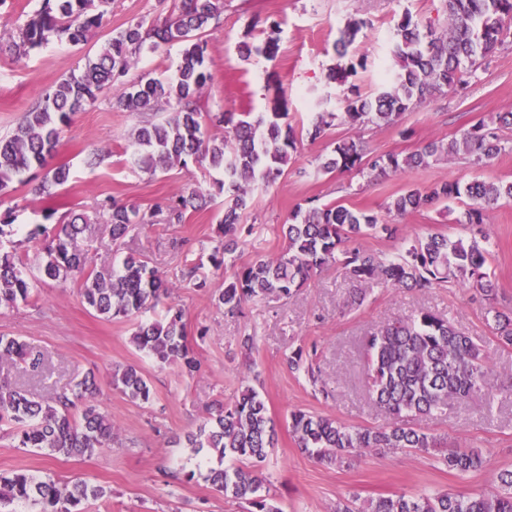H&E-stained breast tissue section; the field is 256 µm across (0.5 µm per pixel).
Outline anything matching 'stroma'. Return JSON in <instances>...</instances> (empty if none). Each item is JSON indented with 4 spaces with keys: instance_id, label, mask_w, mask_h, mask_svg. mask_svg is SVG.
<instances>
[{
    "instance_id": "1",
    "label": "stroma",
    "mask_w": 512,
    "mask_h": 512,
    "mask_svg": "<svg viewBox=\"0 0 512 512\" xmlns=\"http://www.w3.org/2000/svg\"><path fill=\"white\" fill-rule=\"evenodd\" d=\"M41 0H0V135L11 131L44 90L80 70L97 54L110 32L139 18H154L158 0H114L100 28L87 42L73 45L49 40L15 59L9 46L19 27L40 7ZM439 0H224L222 23L207 31V57L213 80L203 90L200 107L209 112H266L270 88L288 91L289 121L294 128L308 123L310 92L328 87L331 111L343 109L344 87L327 85L334 62V44L352 16L366 26L350 49L365 56L366 65L349 82L360 93L377 85L380 70L390 65L389 42L403 12L414 18L436 15ZM277 36L273 60L242 61L241 42L263 43ZM512 109V39L480 66L466 90L418 105L400 125L352 127L335 123L317 140L301 138L277 183L253 195L247 223L253 231L245 245L228 255L223 268L210 261L222 237L224 193L208 164L191 165L148 175L133 163L134 133L141 116L117 108L111 94L72 116L60 135L52 165H67L69 182L52 194L37 193L42 180L29 172L25 183L0 197V219L13 224L51 228L69 212L93 213L106 199L149 209L164 197L188 193L201 186L212 201L206 209L188 213L181 224H147L113 244L109 228L92 225L81 240L88 264L95 269L119 267L130 254L144 257L173 284L169 298L184 312L189 345L199 362L194 375L170 364L157 366L130 343L136 318L106 319L84 303L74 281L54 283L32 276L28 302L0 307V334L26 340L47 355V367L29 379L21 363H0V382L28 385L47 401L56 390L95 373L98 404L116 423L121 442L82 459L50 458L32 448L14 447L0 431V472L26 470L59 483L75 479L103 486L113 512H240L237 502L217 494L203 479L173 480L176 472L195 467L191 449L182 445L197 431L214 404L230 400L241 385L256 388L270 409L278 442L262 469L265 484L283 512H332L337 500L355 499L368 506L381 496L449 491L465 496L490 495L500 488L499 475L512 470V346L499 344L487 325L486 305L471 288L456 285L428 293L396 289L372 282L353 289L340 268L313 274L296 294L247 302L239 316H228L214 296L226 278L256 255L278 257L285 247L280 226L308 201L339 202L352 209L373 211L380 222L396 225L395 235L372 234L357 244L383 256L399 252L407 241L427 232L467 238L461 225L464 203L451 202L402 216L387 213L391 195L408 187L426 189L444 180L474 178L512 181V152L489 165L463 159L372 178L354 172L318 171L320 157L345 138L363 141L373 154L405 155L429 141H448L463 128L498 112ZM105 151L95 167L91 153ZM488 271L500 306H512V202L489 213ZM204 287H196V280ZM427 308L449 319L474 343L486 349L492 369L481 395L425 419L405 415L401 425L435 436L442 448H475L487 456L486 468L461 474L449 470L439 450L373 448L340 465L319 462L302 450L289 427L291 412L302 410L334 418L353 427L386 424L385 415L368 397L364 338L383 323L412 316ZM254 338L251 355L241 354L240 336ZM302 351L311 370L290 369L287 358ZM133 365L148 377L152 403L131 401L111 383L116 367ZM317 371L321 386H313L309 371Z\"/></svg>"
}]
</instances>
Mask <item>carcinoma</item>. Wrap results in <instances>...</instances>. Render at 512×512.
<instances>
[{"mask_svg": "<svg viewBox=\"0 0 512 512\" xmlns=\"http://www.w3.org/2000/svg\"><path fill=\"white\" fill-rule=\"evenodd\" d=\"M112 0H42L36 14L19 28L12 42L14 56L54 38L78 45L101 27ZM222 0H174L164 17L141 18L112 31L95 57L87 58L79 73H72L47 91L42 100L24 113L12 132L0 136V195L10 184L24 181L33 168L45 170L39 192L48 193L68 182L69 168L48 166L60 140L61 127L70 116L95 106L108 89L117 107L145 115L136 133V164L152 175L173 168L189 170V164L208 161L222 176L227 201L220 220L224 241L213 248V265H224L242 235V219L258 187H271L297 150L298 135L288 122V95L276 86L268 112H202L197 102L213 76L206 63L205 29L221 24ZM445 25L413 20L404 13L390 42L393 67L386 70L382 86L370 95L352 90L343 100L344 111L323 108L328 98L314 100L305 129L316 140L340 121L353 126L398 124L402 115L438 97L455 94L468 85V77L481 62L494 56L512 34V0H441ZM364 26L351 17L335 45L338 62L327 70V83L344 85L363 61L347 63L349 48ZM182 45L176 69L164 79L122 81L135 65L142 49L156 51L166 44ZM275 43L244 42L239 54L249 60L274 58ZM169 115L155 119L159 112ZM224 127L218 138L206 133L207 125ZM512 127V111L498 112L462 130L449 142L429 141L416 151L369 154L361 142L339 140L332 154L320 163L325 173L356 171L381 177L407 169L426 167L440 160L462 158L472 164L489 163L506 151L508 140L500 131ZM448 201L466 202L461 224L475 229L467 239L452 240L442 233L415 238L405 251L392 258L350 248L352 240L373 233L393 234L390 224L379 223L367 210L341 203L297 207L288 223L280 225L285 248L277 258L258 255L224 283L217 296L224 313L241 312L243 303L257 297L290 296L314 272L340 266L346 278L362 285L377 281L392 288H416L428 292L453 284L468 283L490 304V327L498 341L512 345V309L494 307L496 286L487 271L489 236L484 232L488 212L512 201V181H442L427 190L406 189L386 204L390 213L404 215ZM205 195L194 190L177 195L144 211L134 203L116 200L101 205L100 215L110 224L112 240L126 237L144 224H180L188 210L205 207ZM98 223L75 213L53 231L37 225L26 239L33 242L52 233L37 255L43 279L78 281L90 309L108 319L129 318L156 307L171 293V285L143 257L130 254L118 269H90L79 239L88 225ZM27 256L0 252V307L13 306L31 297L25 272ZM131 343L160 365L177 363L187 372L197 362L186 342L184 314L166 306L162 319L140 322ZM369 354L367 375L370 397L393 422L380 427L351 428L333 418L294 411L290 427L300 448L317 459L341 465L366 448L428 450L437 439L396 422L412 413L423 417L449 404L481 392L489 372L490 356L455 326L430 310L410 320L387 323L365 337ZM25 362L34 376L44 371V354L14 336H0V362ZM112 385L132 401L148 403L153 392L145 375L130 365L112 373ZM95 383L84 378L47 403L26 390L0 384V427L17 448H35L49 456H91L119 440L118 429L94 401ZM80 409V415L74 410ZM209 427L186 436V447L200 457L196 469L184 474L188 482L201 476L215 491L239 504L245 512H282L261 493L262 468L275 446L276 428L265 401L250 385L241 387L228 404L218 405ZM448 468L469 472L484 468L488 460L474 448H453L444 454ZM502 492L493 496L465 497L450 492L434 496L395 494L378 498L364 512H512V470L500 475ZM107 490L85 481L59 484L26 472L0 473V512H11L14 503L33 502L38 512H86V504L106 496Z\"/></svg>", "mask_w": 512, "mask_h": 512, "instance_id": "carcinoma-1", "label": "carcinoma"}]
</instances>
